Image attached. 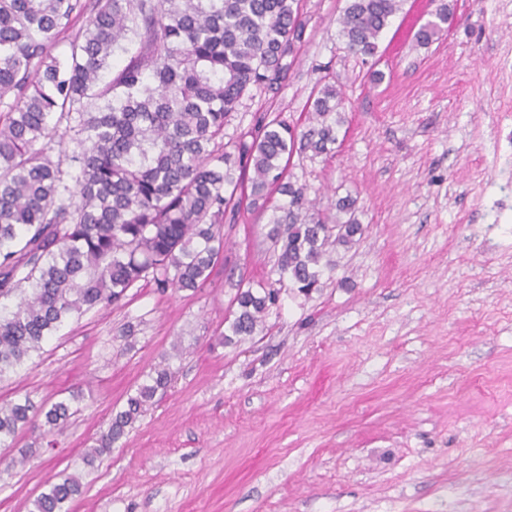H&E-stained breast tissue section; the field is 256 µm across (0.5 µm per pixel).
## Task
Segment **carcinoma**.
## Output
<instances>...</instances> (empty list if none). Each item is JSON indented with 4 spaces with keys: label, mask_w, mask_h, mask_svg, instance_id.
<instances>
[{
    "label": "carcinoma",
    "mask_w": 512,
    "mask_h": 512,
    "mask_svg": "<svg viewBox=\"0 0 512 512\" xmlns=\"http://www.w3.org/2000/svg\"><path fill=\"white\" fill-rule=\"evenodd\" d=\"M404 0H347L339 33L354 54L373 57ZM301 0H0V378L42 348L71 316L121 305L151 279L165 291L197 290L224 249L220 233L237 190L250 204L271 190L268 235L279 246L275 283L239 289L224 344L263 331L281 288L304 296L332 276L330 248L357 242L356 200L336 201V217L315 209L305 188L284 180L297 149L333 150L345 123L343 96L325 84L301 134L281 121L220 151L224 121L253 88L277 94L307 24ZM85 24L74 26L81 18ZM416 42H433L453 18L446 3ZM74 31L63 56L60 37ZM127 62L113 67L117 52ZM115 68L110 80L104 72ZM75 133V167L53 160L60 128ZM160 366L113 414L83 458L94 466L170 384ZM79 396L35 408L0 404V447L35 426L60 431ZM65 476L37 496L31 512H67L81 495Z\"/></svg>",
    "instance_id": "cac0c4a2"
}]
</instances>
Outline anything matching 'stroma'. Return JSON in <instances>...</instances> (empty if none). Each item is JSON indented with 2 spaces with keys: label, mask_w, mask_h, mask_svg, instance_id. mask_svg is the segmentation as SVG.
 Returning <instances> with one entry per match:
<instances>
[{
  "label": "stroma",
  "mask_w": 512,
  "mask_h": 512,
  "mask_svg": "<svg viewBox=\"0 0 512 512\" xmlns=\"http://www.w3.org/2000/svg\"><path fill=\"white\" fill-rule=\"evenodd\" d=\"M405 0L375 57L338 34L346 0H302L307 26L278 94L252 90L224 145L279 120L306 131L327 82L346 122L285 176L318 208L356 198L363 234L320 291L286 289L254 339L213 345L238 289L274 282L271 210L224 216L200 290L139 282L66 322L0 380V403L80 392L47 447L0 457V512L80 478L69 512H512V0ZM182 343L175 353L174 343ZM173 375L109 452L82 458L160 363ZM436 20L430 21L423 25L416 34V42L418 45L425 46L433 42L434 38L443 29L442 25L448 24L449 20L453 18L448 3H441L435 14Z\"/></svg>",
  "instance_id": "obj_1"
}]
</instances>
